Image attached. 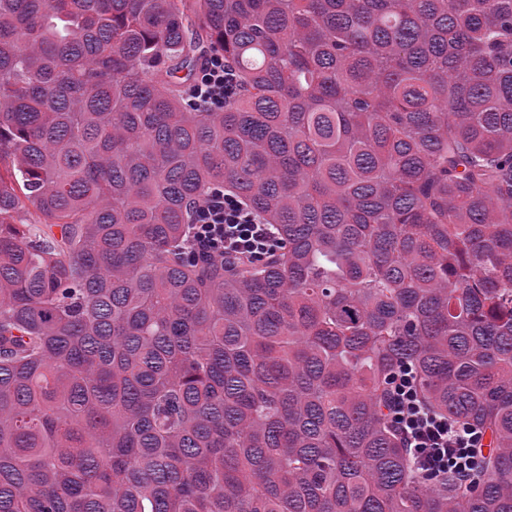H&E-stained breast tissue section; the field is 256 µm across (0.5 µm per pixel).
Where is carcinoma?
I'll return each instance as SVG.
<instances>
[{"instance_id": "cac0c4a2", "label": "carcinoma", "mask_w": 512, "mask_h": 512, "mask_svg": "<svg viewBox=\"0 0 512 512\" xmlns=\"http://www.w3.org/2000/svg\"><path fill=\"white\" fill-rule=\"evenodd\" d=\"M215 188L272 257L194 255ZM0 512H512V0H0ZM202 62L196 78L187 91V98L194 110L220 112L224 103L236 96L239 90V73L224 55L213 54ZM388 386L389 419L405 448H410L417 469L426 475L471 473L484 447L485 434L425 405L418 396L416 372L409 362L392 374Z\"/></svg>"}]
</instances>
